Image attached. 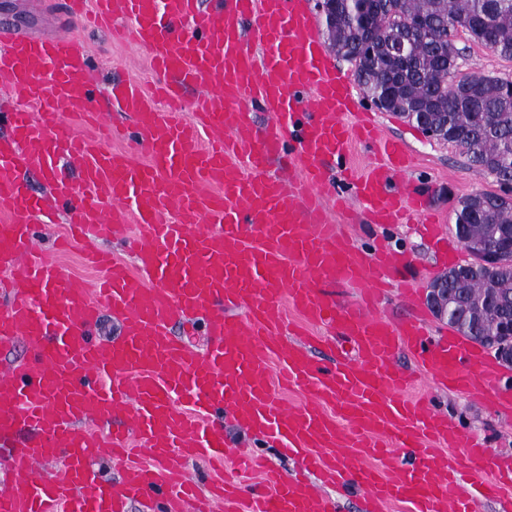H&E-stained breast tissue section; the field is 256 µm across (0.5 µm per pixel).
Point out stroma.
<instances>
[{
    "mask_svg": "<svg viewBox=\"0 0 512 512\" xmlns=\"http://www.w3.org/2000/svg\"><path fill=\"white\" fill-rule=\"evenodd\" d=\"M69 22L61 0H29L25 8L20 7L19 0H0V30L13 29L27 35L48 37ZM80 35L94 59L103 64L97 94L99 109L110 113L114 122H127V115L112 111L109 104L112 83L119 79L149 83L153 74L147 53L113 43L109 33L102 30L84 29ZM457 45L462 49L458 60L460 72L512 80V58L501 57L486 47L469 42L463 33L458 34ZM375 117L384 135L403 142L415 159L413 169L404 180L405 186L427 194L447 222H454L461 197L475 192H499L500 186L494 177L468 166L456 146L425 137L415 123L397 114L379 110ZM331 215L359 248L370 252L384 243L403 254L408 265L402 280L417 288L416 304L425 305L428 285L438 271L449 268L446 257L433 242L423 237L412 224L379 226L353 220L350 214L336 209ZM418 392L431 397L465 435L482 439L492 456L512 458V425L503 421L498 409L486 397L478 393L451 392L426 378L420 379ZM224 434L232 447L263 454L284 475L294 473L295 461L278 448L229 423L224 426Z\"/></svg>",
    "mask_w": 512,
    "mask_h": 512,
    "instance_id": "1",
    "label": "stroma"
}]
</instances>
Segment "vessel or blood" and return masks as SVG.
<instances>
[{
  "mask_svg": "<svg viewBox=\"0 0 512 512\" xmlns=\"http://www.w3.org/2000/svg\"><path fill=\"white\" fill-rule=\"evenodd\" d=\"M70 18L145 50L152 87L112 85L127 127L93 111L99 69L84 41L0 32V347L24 343L23 361L0 368V512H125L128 500L159 512H337L323 486L362 488L363 512L407 501L412 512H480L512 486L499 479L465 494L443 447L487 460L483 444L430 401L404 392L425 372L435 384L486 396L512 417V395L474 342L432 337L423 318L380 312L404 257L360 250L330 219L326 200L371 224H420L444 237L421 194L397 184L411 158L393 139L382 162L337 192L329 161L356 139H377L372 120L345 123L356 91L331 64L309 0H65ZM254 33L264 46L246 44ZM267 112L257 124L251 107ZM130 140V150L114 148ZM147 162H136L133 152ZM288 166L269 173L272 161ZM76 165L80 181L59 170ZM42 174L31 193L22 173ZM63 216L71 239L121 240L126 263L94 248L101 278L86 286L40 239ZM359 288L340 304L331 285ZM297 320H289L287 310ZM123 326L97 337L103 312ZM206 336L197 349L175 336ZM331 329L345 355L319 366L292 337ZM410 352L417 371L398 363ZM306 389L298 407L279 388ZM264 438L298 460L283 477L263 456H239L263 475L246 488L218 481L199 496L185 467L223 464L225 423ZM374 458L371 466L363 458ZM120 463L112 480L102 460Z\"/></svg>",
  "mask_w": 512,
  "mask_h": 512,
  "instance_id": "obj_1",
  "label": "vessel or blood"
}]
</instances>
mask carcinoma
Wrapping results in <instances>:
<instances>
[{"label": "carcinoma", "mask_w": 512, "mask_h": 512, "mask_svg": "<svg viewBox=\"0 0 512 512\" xmlns=\"http://www.w3.org/2000/svg\"><path fill=\"white\" fill-rule=\"evenodd\" d=\"M460 31L512 58V0H376L356 18L348 0H336V26L329 37L336 54L355 64L373 105L436 127L469 165L503 185L512 176V91L505 79L459 74ZM456 223L471 237L484 238L494 224L512 225V202L497 193L472 194L460 201ZM448 287L462 299L483 288L512 295V270L487 278L450 271ZM499 320L492 307L463 336H490Z\"/></svg>", "instance_id": "obj_1"}]
</instances>
